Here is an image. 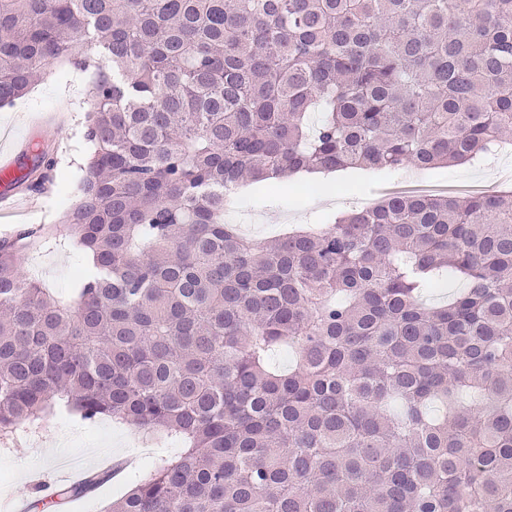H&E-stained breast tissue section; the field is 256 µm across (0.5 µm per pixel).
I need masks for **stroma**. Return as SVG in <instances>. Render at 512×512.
Here are the masks:
<instances>
[{"mask_svg": "<svg viewBox=\"0 0 512 512\" xmlns=\"http://www.w3.org/2000/svg\"><path fill=\"white\" fill-rule=\"evenodd\" d=\"M88 78L64 64L51 66L39 83L12 106L0 108V130L11 137L39 134L52 149L56 184L50 194L35 193L29 207L0 216V238L45 222L56 223L63 199L78 195L92 145L84 135L89 108ZM512 175V150L482 158L469 165L439 166L419 170L408 165L390 172L349 168L334 172V199L322 201L319 193L305 192V179L279 184L268 182L239 187L236 202L224 215L227 223L239 225L248 238L263 241L305 224H330L349 211L372 205L392 192L424 191L433 194L466 195L503 189L504 176ZM77 256L69 245L43 251L36 260H23L20 272H38L40 279L59 293L75 288ZM143 430L106 417L84 422L78 414H49L44 426L15 440L0 439V512H13L15 504L27 500V512H37L36 501L46 494L30 483L33 471L50 474L58 470L61 458L80 460L85 468H96L100 453L113 459L125 458L141 441ZM169 447L156 448L152 458L125 474L96 485L73 502H57L46 512H103L135 480L150 476L162 459L172 455Z\"/></svg>", "mask_w": 512, "mask_h": 512, "instance_id": "35a3bbf8", "label": "stroma"}]
</instances>
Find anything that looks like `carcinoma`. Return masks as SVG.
<instances>
[{
    "mask_svg": "<svg viewBox=\"0 0 512 512\" xmlns=\"http://www.w3.org/2000/svg\"><path fill=\"white\" fill-rule=\"evenodd\" d=\"M55 63L90 76L83 274H20L55 224L0 240L1 432L175 437L106 512H512V191L224 223L243 182L512 146V0H0V108Z\"/></svg>",
    "mask_w": 512,
    "mask_h": 512,
    "instance_id": "cac0c4a2",
    "label": "carcinoma"
}]
</instances>
